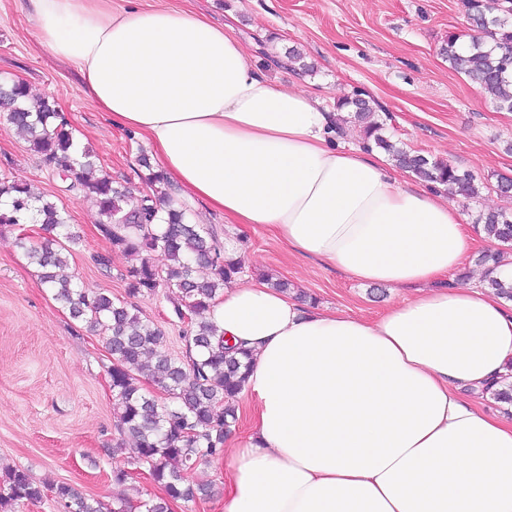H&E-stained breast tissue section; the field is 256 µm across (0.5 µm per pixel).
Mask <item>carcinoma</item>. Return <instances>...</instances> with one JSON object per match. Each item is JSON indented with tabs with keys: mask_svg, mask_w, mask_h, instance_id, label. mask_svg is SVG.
<instances>
[{
	"mask_svg": "<svg viewBox=\"0 0 512 512\" xmlns=\"http://www.w3.org/2000/svg\"><path fill=\"white\" fill-rule=\"evenodd\" d=\"M476 31L468 45L448 34L443 52L451 67L467 75L490 94L500 108L512 111V0H462ZM352 112L362 129V146L388 153L394 165L427 183L440 184L449 193L475 198L476 177L441 160L398 146L383 134L371 101L357 92L336 104ZM0 111L25 133L30 149L40 154L53 172L70 181V189L94 203L98 230L112 246L132 257L123 274L126 297L89 294L68 273L72 246L79 235L70 229L67 214L28 183L0 180V227L23 229L38 224L49 235L35 243L26 234L17 238L40 282L70 316L87 325L104 341L112 355L108 370L112 394L121 412L116 429L121 441L135 444L132 465L148 468L165 496L144 504L146 512H169L172 500L191 501L208 495V488L190 485L188 473L223 452L224 441L237 421L235 397L245 383L250 354L224 341L210 311L224 296V286L243 272L241 256L225 247L212 225L193 224L191 209L178 198L164 175L138 158L148 173L141 179L150 192L136 208L126 210L128 190L113 185L97 168L93 150L80 146L65 115L46 97L35 98L26 83L0 84ZM476 223L489 238L512 247V214L489 210ZM484 283L499 297L512 301V282L485 275ZM160 288L175 289L173 313L185 324L180 339L182 355L159 350L163 336L144 320L130 299L152 295ZM150 383L154 391L144 388ZM167 401L159 400V395ZM0 492V509L17 501L37 502L43 487L23 469L8 468ZM65 512H127V503L112 508L99 498L85 497L69 485L56 487Z\"/></svg>",
	"mask_w": 512,
	"mask_h": 512,
	"instance_id": "carcinoma-1",
	"label": "carcinoma"
}]
</instances>
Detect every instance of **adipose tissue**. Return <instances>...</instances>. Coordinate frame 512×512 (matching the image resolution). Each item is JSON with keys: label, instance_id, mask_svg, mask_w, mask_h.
<instances>
[{"label": "adipose tissue", "instance_id": "adipose-tissue-1", "mask_svg": "<svg viewBox=\"0 0 512 512\" xmlns=\"http://www.w3.org/2000/svg\"><path fill=\"white\" fill-rule=\"evenodd\" d=\"M25 8L185 196L360 283L415 291L366 320L225 287L211 317L251 353L253 429L226 459L224 512H512V415L481 405L512 385V305L478 281L440 287L472 242L441 190L342 146L335 113L274 86L231 23L112 0Z\"/></svg>", "mask_w": 512, "mask_h": 512}]
</instances>
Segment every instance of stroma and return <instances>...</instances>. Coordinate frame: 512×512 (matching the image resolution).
I'll use <instances>...</instances> for the list:
<instances>
[{
	"instance_id": "1",
	"label": "stroma",
	"mask_w": 512,
	"mask_h": 512,
	"mask_svg": "<svg viewBox=\"0 0 512 512\" xmlns=\"http://www.w3.org/2000/svg\"><path fill=\"white\" fill-rule=\"evenodd\" d=\"M189 9L214 23L232 21L251 62L278 86L302 87L328 111L354 90L376 103L384 133L425 156L471 171L482 188L478 197L454 198L464 223L488 210L512 212V197L497 190L512 179V112L498 108L477 84L454 71L442 48L449 34L469 36L461 0H155ZM298 50L315 66L307 75L287 63ZM23 80L34 94L49 97L70 121L81 145L98 166L133 196L146 190L139 156L153 157L143 139L116 128L86 98L79 72L41 47L20 0H0V83ZM32 184L69 216L81 235L70 259L76 282L90 293L121 298V278L131 260L111 250L99 235L95 209L78 192L66 190L25 136L0 116V178ZM192 220L216 224L226 242L244 257L241 281L272 276L290 293L313 297L320 306L376 318L412 297L409 289L359 283L319 261L288 253L267 230L228 224L202 202L190 203ZM17 228L0 229V474L20 468L44 485L40 502L18 501L6 512H64L55 489L66 484L105 503L144 501L161 495L143 476L125 484L112 471L129 464L130 447H118L115 422L120 407L107 370L112 364L101 339L71 318L42 288L36 268L17 246ZM109 256L110 272L95 263ZM168 289L135 298L144 319L161 329L166 352H180L181 323ZM212 485L206 500L178 501L172 512H224V462L210 460L189 474Z\"/></svg>"
}]
</instances>
